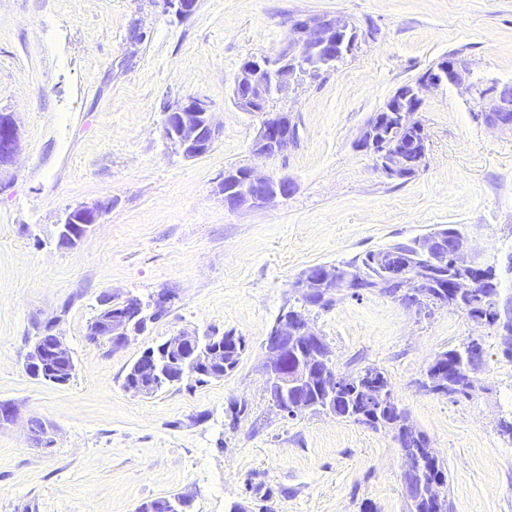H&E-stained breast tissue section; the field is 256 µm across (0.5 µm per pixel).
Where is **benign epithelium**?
<instances>
[{"instance_id": "benign-epithelium-1", "label": "benign epithelium", "mask_w": 512, "mask_h": 512, "mask_svg": "<svg viewBox=\"0 0 512 512\" xmlns=\"http://www.w3.org/2000/svg\"><path fill=\"white\" fill-rule=\"evenodd\" d=\"M164 10L174 13L179 19L191 17L198 6V0H162ZM350 21L341 16L311 15L295 18L290 23L289 36L282 49L273 57H251L243 63L233 88V101L236 107L245 112L259 111L258 103L273 95H281L290 87V81L297 76V69L311 65L314 52L328 47L336 49L329 42L332 35L347 30ZM462 88L478 105L474 114L476 120L488 128H506L498 118L501 112L497 93L493 89L473 90L467 73L461 69L460 62L454 57H444L436 68L426 71L415 83L411 84L409 101L403 102L397 96H391L380 110L367 122L368 133H360L355 148L373 157L376 169L389 179H403L408 168L400 158L392 159L383 155L379 143L372 136L382 118L392 112L399 121L412 131V137L405 143L403 153L413 155L421 162L427 154L428 137L423 124L415 119L424 103V93L437 89L444 84ZM219 134L214 124L209 106L203 100L189 96L165 113L163 135L166 141L186 158L204 155ZM297 130L293 116L288 112L265 110L264 119L257 129L252 143L255 154L263 157H275L283 154L295 143ZM20 147L19 126L12 112L0 110V178L7 175L9 167ZM294 183L287 177L272 178L261 176L250 169L224 171V179L218 191L224 196V203L234 209L261 208L286 198L292 193ZM109 204L98 202L92 206L80 205L67 211L59 224L58 244L76 247L108 209ZM448 250L453 252L472 270L471 280L479 285L484 282L485 274L480 265L468 259L470 248L468 241L461 237L450 240ZM354 292L364 289L359 280L353 277L338 278L330 272L323 277V287L332 292L338 286ZM171 301V295L159 292L144 302L133 296L122 302H114L109 297L100 300L101 308L88 328V336L93 341L103 340L114 351L123 349L133 331L142 332L148 324L156 320ZM200 342L197 333L182 332L169 338L171 349L194 348ZM320 344V336L309 325L302 313L289 311L282 316L270 330L264 349L266 353V392L271 400L281 399L288 390L302 385L308 379V372L301 368H288L289 354L300 346L315 351ZM75 370L70 350L62 337L47 326L34 339L25 357V371L34 378L45 379L56 385L67 384ZM327 394L336 392V388L348 384L345 375L323 368L317 376ZM387 393L381 383L372 381L366 393V403L379 405L386 402ZM32 441L38 448H48L52 443V426L42 423L39 428L34 422H28Z\"/></svg>"}]
</instances>
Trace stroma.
Segmentation results:
<instances>
[{"mask_svg": "<svg viewBox=\"0 0 512 512\" xmlns=\"http://www.w3.org/2000/svg\"><path fill=\"white\" fill-rule=\"evenodd\" d=\"M348 18L361 43L319 77L299 76L275 109L296 143L255 155L261 114L233 103L243 60L277 54L290 22ZM460 52L488 80L512 84V0H199L182 20L156 0H0V110L19 152L0 187V512H136L170 495L188 512H406L404 458L392 432L327 414L291 417L265 390L264 341L296 304L307 268L460 224L512 297V130L477 122L451 85L426 92L428 136L415 177L389 179L354 142L394 92ZM204 100L220 129L184 158L163 136L165 110ZM229 168L288 177L295 191L263 208L225 207ZM109 202L76 247L57 226L76 206ZM166 291L168 311L127 346L91 340L111 296ZM306 318L337 372L388 376L394 398L447 468L451 512H512V359L494 328L450 307L423 312L378 294L338 292ZM54 323L75 361L68 384L28 376L24 356ZM234 331L247 348L220 380L188 378L150 396L126 392L129 365L182 331ZM484 356L471 397L422 390L434 356L468 337ZM242 411L228 413L230 403ZM50 422L34 447L27 421Z\"/></svg>", "mask_w": 512, "mask_h": 512, "instance_id": "35a3bbf8", "label": "stroma"}]
</instances>
